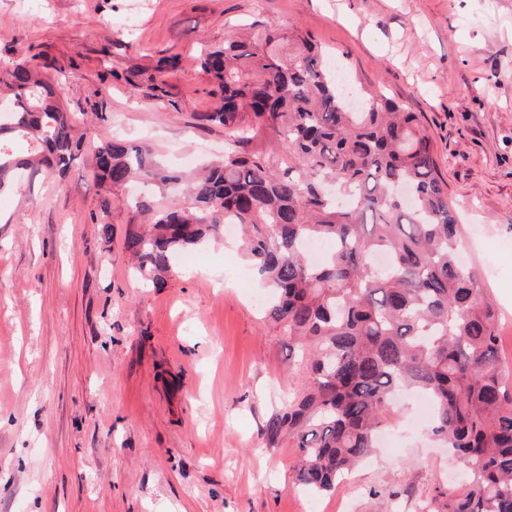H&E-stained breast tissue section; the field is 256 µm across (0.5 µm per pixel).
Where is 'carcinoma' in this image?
<instances>
[{"mask_svg":"<svg viewBox=\"0 0 512 512\" xmlns=\"http://www.w3.org/2000/svg\"><path fill=\"white\" fill-rule=\"evenodd\" d=\"M180 54L124 76L134 94L166 95ZM212 107L196 126L224 128V157L199 174L171 167L146 144L101 142L93 177L99 208L132 212L125 250L152 284L176 255L226 224L271 295L265 317L300 352L303 386L265 424L299 451L296 482L323 493L375 447L398 389L432 402L430 431L456 456L469 489L440 492L422 512H512V365L499 357L500 313L459 257L466 233L419 117L376 91H352L312 36L262 19L200 49ZM0 193L39 171L65 174L77 116L60 89L23 57L0 64ZM275 135L254 152V132ZM284 148L288 167L273 163ZM133 183L146 190L126 197ZM333 243L322 264L305 245Z\"/></svg>","mask_w":512,"mask_h":512,"instance_id":"obj_1","label":"carcinoma"}]
</instances>
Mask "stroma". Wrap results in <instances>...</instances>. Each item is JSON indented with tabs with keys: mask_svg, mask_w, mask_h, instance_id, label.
<instances>
[{
	"mask_svg": "<svg viewBox=\"0 0 512 512\" xmlns=\"http://www.w3.org/2000/svg\"><path fill=\"white\" fill-rule=\"evenodd\" d=\"M310 33L356 86L420 116L470 236L512 363V0H0V61L36 56L75 113L65 175L0 195V512H420L464 473L428 436L417 397L399 396L392 437L336 490L294 484L293 440L263 425L301 387L265 322V291L225 233L177 256L166 284L135 277L130 214L102 215L94 147L121 132L170 165L224 150L195 129L212 102L200 41L253 19ZM182 51L167 94L131 95L122 72Z\"/></svg>",
	"mask_w": 512,
	"mask_h": 512,
	"instance_id": "1",
	"label": "stroma"
}]
</instances>
